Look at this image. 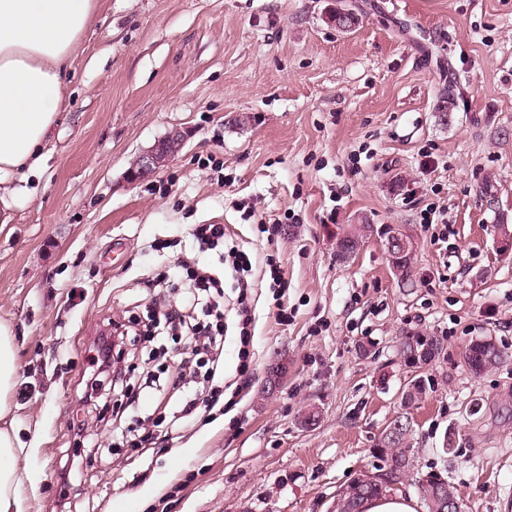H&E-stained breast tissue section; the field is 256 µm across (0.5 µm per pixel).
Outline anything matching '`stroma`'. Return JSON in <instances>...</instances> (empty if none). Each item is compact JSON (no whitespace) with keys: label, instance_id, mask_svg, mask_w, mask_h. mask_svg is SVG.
Returning a JSON list of instances; mask_svg holds the SVG:
<instances>
[{"label":"stroma","instance_id":"stroma-1","mask_svg":"<svg viewBox=\"0 0 512 512\" xmlns=\"http://www.w3.org/2000/svg\"><path fill=\"white\" fill-rule=\"evenodd\" d=\"M351 6L355 27L331 24ZM67 70L44 161L0 224L14 429L36 478L27 512H334L399 415L419 470L447 480L465 512H512V256L496 230L512 227V0H96ZM451 77L460 96L444 119ZM176 129L183 149L130 180ZM210 155L222 173L202 165ZM431 203L448 213L447 240L419 221ZM197 224L227 225L252 262L238 403H215L205 384L193 423L169 432L172 405L132 403L178 361L141 341L111 401L90 408L89 337L146 324L151 293L178 305L180 260L218 268L197 251ZM357 224L375 236L338 258ZM388 225L413 241L409 280L378 235ZM406 331L443 345L409 406ZM479 336L508 360L476 375L462 353ZM78 420L92 443L76 444ZM76 456L81 480L63 485Z\"/></svg>","mask_w":512,"mask_h":512}]
</instances>
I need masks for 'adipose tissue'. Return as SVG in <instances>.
Here are the masks:
<instances>
[{"instance_id":"1","label":"adipose tissue","mask_w":512,"mask_h":512,"mask_svg":"<svg viewBox=\"0 0 512 512\" xmlns=\"http://www.w3.org/2000/svg\"><path fill=\"white\" fill-rule=\"evenodd\" d=\"M95 0H0V220L40 166L65 101L64 68ZM18 382L13 331L0 323V512H25L10 415Z\"/></svg>"}]
</instances>
